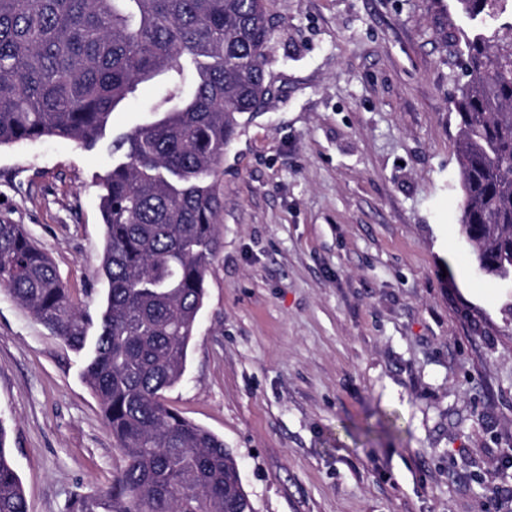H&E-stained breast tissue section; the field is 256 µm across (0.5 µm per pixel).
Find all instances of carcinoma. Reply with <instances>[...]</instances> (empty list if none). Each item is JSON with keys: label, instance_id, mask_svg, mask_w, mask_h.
Listing matches in <instances>:
<instances>
[{"label": "carcinoma", "instance_id": "cac0c4a2", "mask_svg": "<svg viewBox=\"0 0 512 512\" xmlns=\"http://www.w3.org/2000/svg\"><path fill=\"white\" fill-rule=\"evenodd\" d=\"M491 35L462 33L461 233L480 272L512 279V0H456ZM266 0H0V147L100 139L138 86L152 119L112 140L98 177L108 284L85 378L123 464L68 512H254L224 440L166 400L186 370L205 274L220 249L217 167L271 89ZM0 288L70 347L89 319L47 253L0 221ZM0 512H28L0 423Z\"/></svg>", "mask_w": 512, "mask_h": 512}]
</instances>
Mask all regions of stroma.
Instances as JSON below:
<instances>
[{"mask_svg": "<svg viewBox=\"0 0 512 512\" xmlns=\"http://www.w3.org/2000/svg\"><path fill=\"white\" fill-rule=\"evenodd\" d=\"M275 93L219 169L221 248L166 397L223 439L254 512H512V280L460 221L456 0H267ZM105 138L0 148V220L49 253L98 333ZM85 353L0 292V423L28 512H66L121 456Z\"/></svg>", "mask_w": 512, "mask_h": 512, "instance_id": "35a3bbf8", "label": "stroma"}]
</instances>
